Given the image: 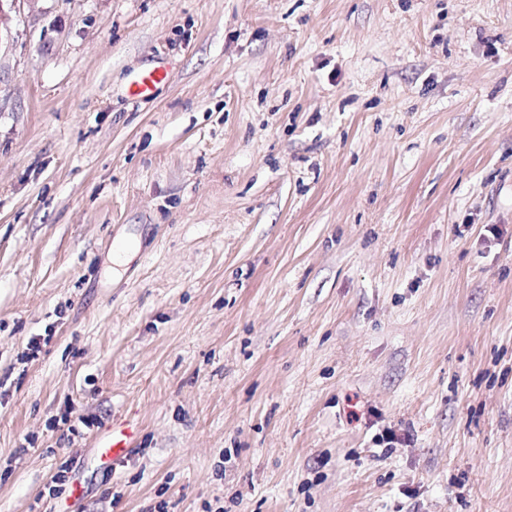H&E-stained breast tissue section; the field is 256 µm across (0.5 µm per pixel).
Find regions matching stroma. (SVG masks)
<instances>
[{
  "mask_svg": "<svg viewBox=\"0 0 512 512\" xmlns=\"http://www.w3.org/2000/svg\"><path fill=\"white\" fill-rule=\"evenodd\" d=\"M10 14L0 512H512V0ZM167 79L164 67H159L147 75L141 76L131 84V94L138 97H150L154 94L156 86ZM139 435L138 423L134 420L112 419V424L104 428L94 440V448L103 464L118 465L134 448Z\"/></svg>",
  "mask_w": 512,
  "mask_h": 512,
  "instance_id": "1",
  "label": "stroma"
}]
</instances>
